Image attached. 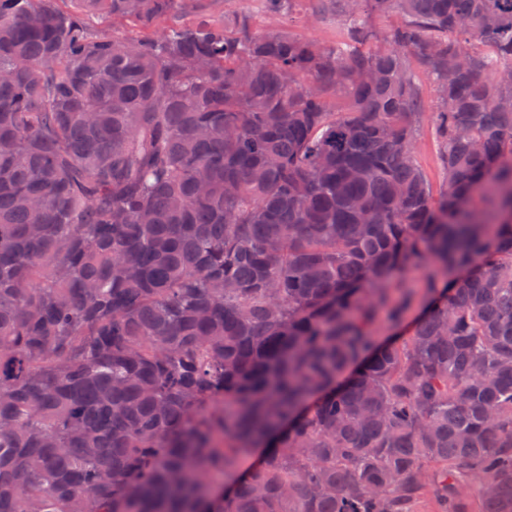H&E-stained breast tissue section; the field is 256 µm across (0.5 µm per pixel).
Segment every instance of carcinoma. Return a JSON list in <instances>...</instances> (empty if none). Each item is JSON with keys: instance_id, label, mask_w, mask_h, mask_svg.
Returning <instances> with one entry per match:
<instances>
[{"instance_id": "carcinoma-1", "label": "carcinoma", "mask_w": 512, "mask_h": 512, "mask_svg": "<svg viewBox=\"0 0 512 512\" xmlns=\"http://www.w3.org/2000/svg\"><path fill=\"white\" fill-rule=\"evenodd\" d=\"M59 2L0 0V512H512V0ZM207 11L214 18H224L230 29H237L245 19L251 33L273 29L315 42L323 47H340L346 41L343 22L336 17V4H319L315 0L293 3L289 21L266 12L263 0H206ZM283 21V22H282ZM416 85L424 100V110L419 119V127L415 141V156L423 172L426 174L434 196H438L444 171L441 165L440 142L433 124L432 112L436 101L437 84L424 68L418 63L415 55L409 58Z\"/></svg>"}]
</instances>
